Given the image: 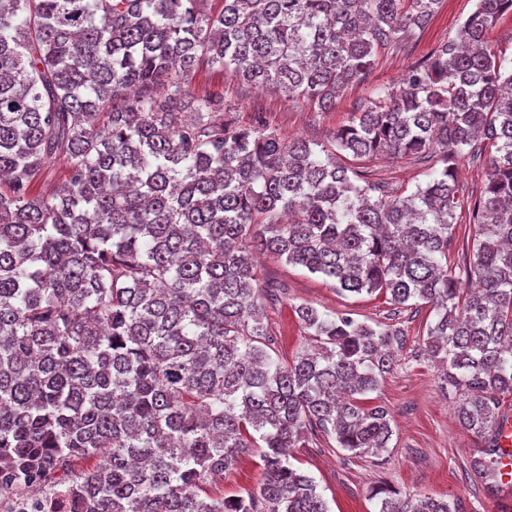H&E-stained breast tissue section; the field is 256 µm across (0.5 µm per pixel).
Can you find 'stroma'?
Masks as SVG:
<instances>
[{
  "label": "stroma",
  "instance_id": "35a3bbf8",
  "mask_svg": "<svg viewBox=\"0 0 512 512\" xmlns=\"http://www.w3.org/2000/svg\"><path fill=\"white\" fill-rule=\"evenodd\" d=\"M475 0H442L424 29L408 40L379 49L369 74L349 84L334 110L319 111L300 101L241 83L229 74L198 68L192 86L196 93L217 87L224 90V106L235 123L249 126L256 120L284 140L327 143L351 112L363 106L376 90L397 83L449 37L473 10ZM433 158H382L371 163L372 179L385 195L406 196L429 178ZM261 283L279 287L266 305V324L277 355L292 360L308 337L297 319V306L308 304L333 314L349 313L370 325L397 330L398 361L372 402L392 416L393 436L381 455L355 454L338 448L335 439L310 437L307 447L293 449L291 463L313 477L330 512H377L370 489L391 486L403 497L462 500L465 512H501L478 479L468 471L483 437L464 429L456 415L459 393L441 379L437 365L425 353L426 327L435 314L429 307L398 308L382 295H341L332 280L313 275L273 256L258 259ZM260 449H253L238 466L212 483L214 495H240L257 486L262 477Z\"/></svg>",
  "mask_w": 512,
  "mask_h": 512
}]
</instances>
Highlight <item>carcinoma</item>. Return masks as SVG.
<instances>
[{
    "instance_id": "cac0c4a2",
    "label": "carcinoma",
    "mask_w": 512,
    "mask_h": 512,
    "mask_svg": "<svg viewBox=\"0 0 512 512\" xmlns=\"http://www.w3.org/2000/svg\"><path fill=\"white\" fill-rule=\"evenodd\" d=\"M0 0V462L77 473L76 512H328L289 461L320 432L355 454L393 435L364 404L398 334L296 312L313 345L273 356L251 248L340 294L428 305L427 354L490 436L512 395V67L488 35L512 0H476L455 38L353 112L330 144L224 120L204 65L322 111L424 28L441 0ZM491 155L468 224L455 165ZM436 153L405 197L361 164ZM49 193L33 181L56 160ZM475 230L460 278L448 241ZM251 448L245 494L207 486ZM493 447L470 461L493 482ZM377 512H460L376 485ZM66 162L63 159L56 160L53 165L35 179L32 190L35 194L42 193L50 187V184L59 183L66 175Z\"/></svg>"
}]
</instances>
